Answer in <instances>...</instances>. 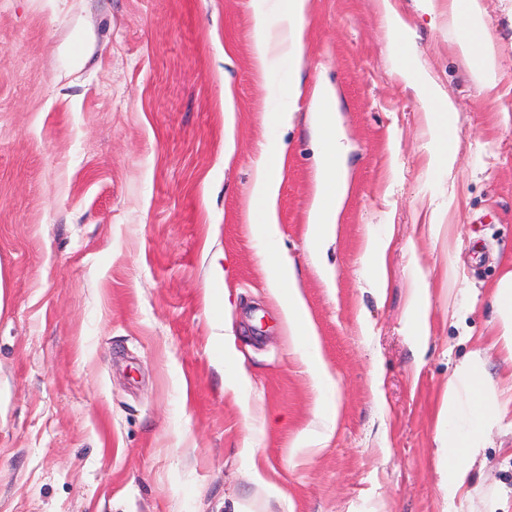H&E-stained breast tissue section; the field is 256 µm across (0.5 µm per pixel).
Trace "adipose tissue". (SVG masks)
<instances>
[{
  "label": "adipose tissue",
  "mask_w": 512,
  "mask_h": 512,
  "mask_svg": "<svg viewBox=\"0 0 512 512\" xmlns=\"http://www.w3.org/2000/svg\"><path fill=\"white\" fill-rule=\"evenodd\" d=\"M277 22H269L267 0H253V55L260 66L277 55L288 58L293 69L302 67V22L310 9V0H279ZM448 19L462 35L459 46L471 68V76L480 88L492 87L497 79V60L482 27L479 0H448ZM339 102L329 86L316 84L311 97L318 142V180L308 217V244L321 251L332 238L347 191L346 137L338 116ZM283 143L265 146L258 163L250 194L254 204L252 222L266 245L265 271L289 330L296 336L301 355L318 384L334 390L335 383L324 369L315 329L300 293L293 261L278 249L279 228L275 210L282 182ZM503 273L491 293L498 321L494 344L512 358V255L503 257ZM512 408V373L491 385L484 377L479 360L461 362L448 380L437 425L444 428L441 450L448 459L444 481L462 486L478 448L483 445V424L489 410Z\"/></svg>",
  "instance_id": "ef3b65f1"
}]
</instances>
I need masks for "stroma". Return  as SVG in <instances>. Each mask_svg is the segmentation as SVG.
Here are the masks:
<instances>
[{
	"instance_id": "stroma-1",
	"label": "stroma",
	"mask_w": 512,
	"mask_h": 512,
	"mask_svg": "<svg viewBox=\"0 0 512 512\" xmlns=\"http://www.w3.org/2000/svg\"><path fill=\"white\" fill-rule=\"evenodd\" d=\"M387 1L410 27V81ZM312 2L305 92L281 129L288 63L258 68L253 0H0V512H512V408L490 413L451 498L436 420L464 359L495 380L511 370L488 345V287L512 253V0H480L490 90L470 79L448 0ZM321 80L339 96L349 179L318 256ZM425 86L434 112L456 107L449 170L427 165L440 143ZM278 139L280 245L336 383L326 440L247 220L261 149ZM373 234L390 239L376 283Z\"/></svg>"
}]
</instances>
